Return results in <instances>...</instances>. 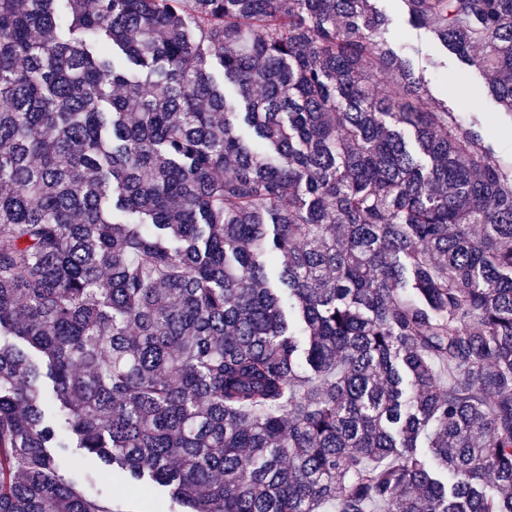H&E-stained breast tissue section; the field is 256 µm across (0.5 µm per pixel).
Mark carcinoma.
Instances as JSON below:
<instances>
[{
    "mask_svg": "<svg viewBox=\"0 0 512 512\" xmlns=\"http://www.w3.org/2000/svg\"><path fill=\"white\" fill-rule=\"evenodd\" d=\"M373 2L0 0V512H512V172Z\"/></svg>",
    "mask_w": 512,
    "mask_h": 512,
    "instance_id": "1",
    "label": "carcinoma"
}]
</instances>
